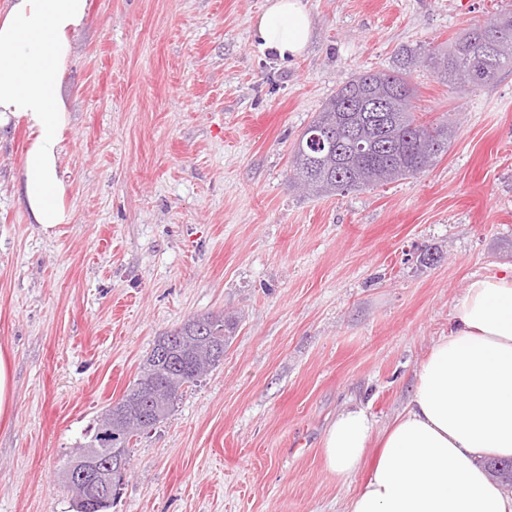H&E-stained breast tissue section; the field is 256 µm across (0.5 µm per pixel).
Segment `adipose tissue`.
Here are the masks:
<instances>
[{"label":"adipose tissue","instance_id":"obj_1","mask_svg":"<svg viewBox=\"0 0 512 512\" xmlns=\"http://www.w3.org/2000/svg\"><path fill=\"white\" fill-rule=\"evenodd\" d=\"M88 11L89 0H7L0 10V136L27 135L20 198L47 234L72 218L61 169L72 116L59 87ZM253 29L260 52L292 60L306 53L314 19L303 0H269ZM373 429L362 407L329 426L323 457L338 479L360 469ZM482 457L512 458V271L473 277L457 299L348 512H512Z\"/></svg>","mask_w":512,"mask_h":512}]
</instances>
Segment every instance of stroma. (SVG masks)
I'll return each instance as SVG.
<instances>
[{"mask_svg": "<svg viewBox=\"0 0 512 512\" xmlns=\"http://www.w3.org/2000/svg\"><path fill=\"white\" fill-rule=\"evenodd\" d=\"M315 27L285 64L259 53L266 0H90L73 35L61 157L70 223H29L0 140V512H71L60 472L130 388L157 337L237 320L224 358L133 437L111 512H346L378 450L341 481L337 414L376 429L407 405L472 276L512 269V68L452 92L415 59L512 0H305ZM409 62L417 115L453 120L430 170L316 196L292 150L354 76ZM14 405V390L10 361L0 352V415L6 414Z\"/></svg>", "mask_w": 512, "mask_h": 512, "instance_id": "obj_1", "label": "stroma"}]
</instances>
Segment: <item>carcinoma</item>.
<instances>
[{"label":"carcinoma","instance_id":"cac0c4a2","mask_svg":"<svg viewBox=\"0 0 512 512\" xmlns=\"http://www.w3.org/2000/svg\"><path fill=\"white\" fill-rule=\"evenodd\" d=\"M512 29V13L477 25L456 38L446 53L427 50L433 68L448 87L470 92L493 81L512 67V34L497 35V28ZM411 71L401 67L390 73L365 72L343 84L304 130L293 151L290 179L318 193H336L385 185L415 176L448 152L453 129L445 123H424L415 115ZM377 97L390 101L386 112L367 111ZM319 133L325 143L308 141ZM236 329V321L222 315L205 314L187 320L180 327L156 339L131 388L115 405L96 416L82 432L66 469L97 448H125L130 433L113 434L115 421L140 417L148 397L158 389L170 393V400L143 423L140 432L164 421L181 395V389L200 382L209 368L224 358ZM169 346L166 360H158L155 350ZM490 475L512 488V460L486 462ZM123 477L115 478L108 491L100 492L86 482L66 483L72 491L73 512H109Z\"/></svg>","mask_w":512,"mask_h":512}]
</instances>
